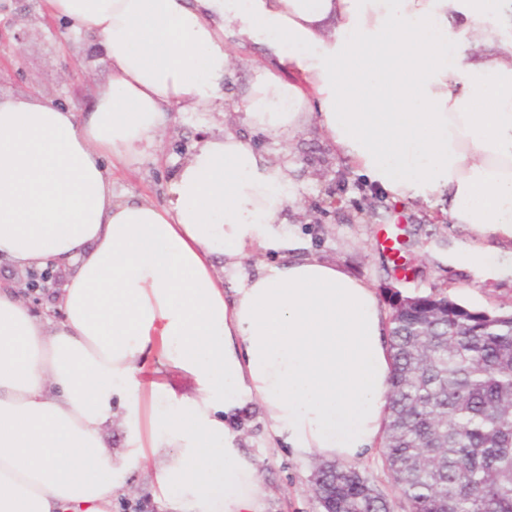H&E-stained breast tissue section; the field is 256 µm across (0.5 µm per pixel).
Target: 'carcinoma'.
<instances>
[{
    "instance_id": "obj_1",
    "label": "carcinoma",
    "mask_w": 512,
    "mask_h": 512,
    "mask_svg": "<svg viewBox=\"0 0 512 512\" xmlns=\"http://www.w3.org/2000/svg\"><path fill=\"white\" fill-rule=\"evenodd\" d=\"M390 323L382 456L407 512H512V313L435 293ZM323 481L324 512H392L353 466Z\"/></svg>"
}]
</instances>
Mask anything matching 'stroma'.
<instances>
[{
  "label": "stroma",
  "instance_id": "35a3bbf8",
  "mask_svg": "<svg viewBox=\"0 0 512 512\" xmlns=\"http://www.w3.org/2000/svg\"><path fill=\"white\" fill-rule=\"evenodd\" d=\"M24 28L31 36L15 41L14 32ZM108 73L95 38L70 33L49 14L46 0H0L1 97L38 95L84 113ZM223 131V107L175 114L160 150L132 165L113 163L115 192L166 204L175 171L204 137ZM288 159L301 188L298 205L283 214L289 232L309 253L348 267L375 288L382 304L396 290L441 291L469 306L512 312V270L454 260L496 244V237H474L468 226L448 223L423 202L396 208L346 160L331 156L315 130L293 140ZM241 431L240 446L258 466L264 512H321L310 482L313 458L275 447L258 408L244 410ZM112 512H167V502L148 473L135 470L113 495Z\"/></svg>",
  "mask_w": 512,
  "mask_h": 512
}]
</instances>
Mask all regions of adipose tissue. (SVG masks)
Wrapping results in <instances>:
<instances>
[{"mask_svg": "<svg viewBox=\"0 0 512 512\" xmlns=\"http://www.w3.org/2000/svg\"><path fill=\"white\" fill-rule=\"evenodd\" d=\"M47 4L99 41L110 74L83 118L0 98V260L63 272L56 319L0 282V512H109L137 466L172 512H262L238 445L251 404L296 455L371 457L391 374L384 307L336 260L293 258L291 165L232 123L277 144L316 128L388 201L512 241V0ZM252 46L263 58L228 125L176 172L167 206L117 194L106 160L213 104Z\"/></svg>", "mask_w": 512, "mask_h": 512, "instance_id": "obj_1", "label": "adipose tissue"}]
</instances>
